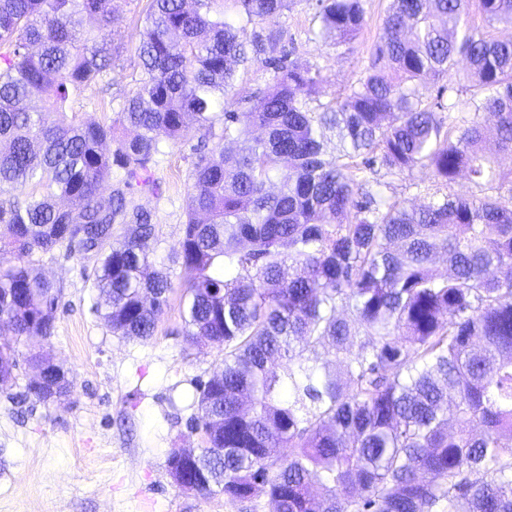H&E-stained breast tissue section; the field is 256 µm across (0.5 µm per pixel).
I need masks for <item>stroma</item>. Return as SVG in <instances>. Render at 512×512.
Instances as JSON below:
<instances>
[{
	"mask_svg": "<svg viewBox=\"0 0 512 512\" xmlns=\"http://www.w3.org/2000/svg\"><path fill=\"white\" fill-rule=\"evenodd\" d=\"M146 4L129 0L113 26L110 39L124 52L102 78L112 96L104 98L101 84L88 87L74 106L79 120H104L108 105L120 110L136 77L132 55ZM388 4L362 0L368 25L348 45L320 36L317 0H295L276 21L283 48L320 67L317 103L335 102L361 77ZM198 141L193 131L171 146L152 163L150 188L138 186L132 194L136 206L153 214L150 257L177 286L188 277L178 251ZM437 189L429 173L416 170L390 177L385 194L417 205ZM39 267L60 288L61 299L53 336L19 345L16 381L0 388V512H242L224 497L179 489L169 475L170 449L203 445L201 433L190 428L196 386L221 369L224 357L210 343H184L179 294H171L150 340L129 339L114 335L101 315L92 261L58 252L44 255ZM32 352L50 354L67 372L73 381L68 396L48 404L25 399L35 375L26 362Z\"/></svg>",
	"mask_w": 512,
	"mask_h": 512,
	"instance_id": "stroma-1",
	"label": "stroma"
}]
</instances>
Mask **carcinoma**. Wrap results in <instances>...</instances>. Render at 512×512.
<instances>
[{
    "mask_svg": "<svg viewBox=\"0 0 512 512\" xmlns=\"http://www.w3.org/2000/svg\"><path fill=\"white\" fill-rule=\"evenodd\" d=\"M126 4L0 0V321L52 336L61 290L34 256L95 246L112 333L154 336L175 287L129 190L190 118L218 142L190 175L183 336L224 350L199 387L191 490L275 512H512V40L469 21L512 28V0H390L363 75L321 108L319 68L256 33L293 0H149L121 112L82 122L72 104L121 56L107 32ZM316 17L338 44L366 24L361 0H319ZM461 59L470 111L450 121L455 87L419 85ZM258 62L273 81L239 110L237 68ZM378 165L479 193L408 208ZM17 365L1 345V387Z\"/></svg>",
    "mask_w": 512,
    "mask_h": 512,
    "instance_id": "1",
    "label": "carcinoma"
}]
</instances>
